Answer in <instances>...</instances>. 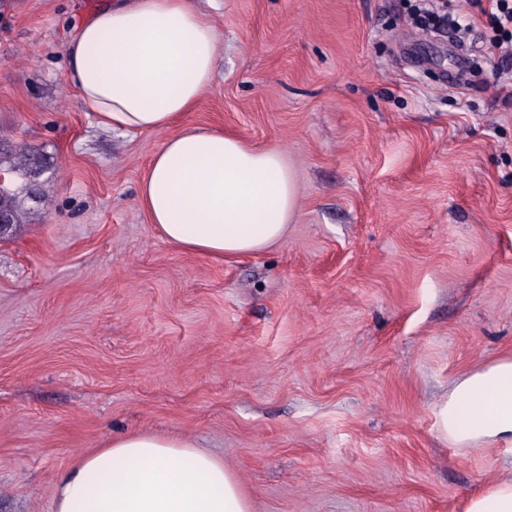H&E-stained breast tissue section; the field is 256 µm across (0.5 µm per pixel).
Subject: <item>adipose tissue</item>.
<instances>
[{
  "instance_id": "1",
  "label": "adipose tissue",
  "mask_w": 512,
  "mask_h": 512,
  "mask_svg": "<svg viewBox=\"0 0 512 512\" xmlns=\"http://www.w3.org/2000/svg\"><path fill=\"white\" fill-rule=\"evenodd\" d=\"M219 34L193 0H106L75 30L68 75L100 127L167 132L140 182L150 223L177 247L215 258L283 241L299 211L284 151L218 129H177L212 83ZM459 448H500L512 464V356L455 380L436 405ZM236 475L191 438L131 432L60 477L54 512H250Z\"/></svg>"
}]
</instances>
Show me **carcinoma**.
Returning a JSON list of instances; mask_svg holds the SVG:
<instances>
[{
	"label": "carcinoma",
	"mask_w": 512,
	"mask_h": 512,
	"mask_svg": "<svg viewBox=\"0 0 512 512\" xmlns=\"http://www.w3.org/2000/svg\"><path fill=\"white\" fill-rule=\"evenodd\" d=\"M51 160V156L35 148L0 149V171L11 176L10 184L0 191V208L7 212L8 223H20L33 193H41L39 178L49 169Z\"/></svg>",
	"instance_id": "1"
}]
</instances>
